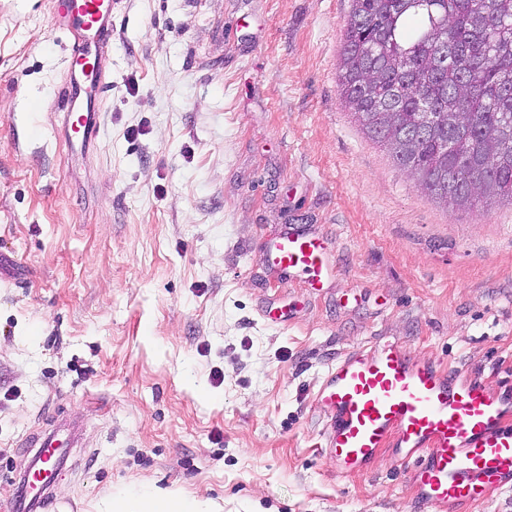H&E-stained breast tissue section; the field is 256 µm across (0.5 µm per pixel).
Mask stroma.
I'll return each mask as SVG.
<instances>
[{"label":"stroma","mask_w":512,"mask_h":512,"mask_svg":"<svg viewBox=\"0 0 512 512\" xmlns=\"http://www.w3.org/2000/svg\"><path fill=\"white\" fill-rule=\"evenodd\" d=\"M350 0H121L87 153L59 132L71 38L0 0V512L61 421L45 494L115 512H411L410 466L337 474L313 399L396 341L512 389V205L444 211L355 123ZM326 234L318 289L269 235ZM283 322L266 319V312ZM119 512H194L187 502L174 497L167 498L161 505L156 503H141L135 505H120Z\"/></svg>","instance_id":"35a3bbf8"}]
</instances>
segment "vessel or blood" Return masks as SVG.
Instances as JSON below:
<instances>
[{
	"mask_svg": "<svg viewBox=\"0 0 512 512\" xmlns=\"http://www.w3.org/2000/svg\"><path fill=\"white\" fill-rule=\"evenodd\" d=\"M119 0H56L53 23L72 37L61 108L64 135L88 152L110 85L104 52ZM282 278L310 287L336 274L323 237L288 225L268 246ZM316 401L326 419L324 453L338 473L371 469L381 448L412 466L419 512H454L512 488V395L477 376L409 356L390 341L359 346L329 368Z\"/></svg>",
	"mask_w": 512,
	"mask_h": 512,
	"instance_id": "vessel-or-blood-1",
	"label": "vessel or blood"
}]
</instances>
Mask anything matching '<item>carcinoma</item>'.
Segmentation results:
<instances>
[{"label": "carcinoma", "instance_id": "cac0c4a2", "mask_svg": "<svg viewBox=\"0 0 512 512\" xmlns=\"http://www.w3.org/2000/svg\"><path fill=\"white\" fill-rule=\"evenodd\" d=\"M339 82L447 210L512 205V0H351Z\"/></svg>", "mask_w": 512, "mask_h": 512}]
</instances>
